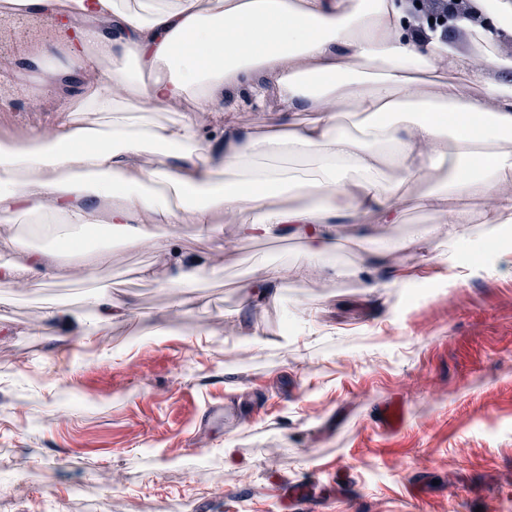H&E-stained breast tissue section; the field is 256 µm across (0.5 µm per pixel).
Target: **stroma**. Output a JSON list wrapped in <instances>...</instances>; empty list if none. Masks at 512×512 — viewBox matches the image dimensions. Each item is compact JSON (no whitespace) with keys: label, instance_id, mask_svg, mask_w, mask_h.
Here are the masks:
<instances>
[{"label":"stroma","instance_id":"1","mask_svg":"<svg viewBox=\"0 0 512 512\" xmlns=\"http://www.w3.org/2000/svg\"><path fill=\"white\" fill-rule=\"evenodd\" d=\"M60 20L0 13V142L56 125L98 78L73 67L77 91H44L30 59ZM402 208L400 224L331 225L334 257L310 264L298 239L242 234L230 214L215 243L176 225L173 253L208 270L181 306L141 275L173 253L117 228L94 281L77 255L67 278L0 287V512H290L283 490L301 484L317 493L307 512H512V263L481 224L461 227L480 252L426 251L433 214ZM387 242L390 269L370 256ZM268 264L306 279L247 302L242 284ZM105 289L133 314L97 323L85 299ZM57 302L81 319L51 336ZM159 319L164 333L144 335ZM390 404L400 426L382 418ZM213 406L232 431L206 422Z\"/></svg>","mask_w":512,"mask_h":512}]
</instances>
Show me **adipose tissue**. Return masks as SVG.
Returning a JSON list of instances; mask_svg holds the SVG:
<instances>
[{
  "mask_svg": "<svg viewBox=\"0 0 512 512\" xmlns=\"http://www.w3.org/2000/svg\"><path fill=\"white\" fill-rule=\"evenodd\" d=\"M72 2L86 30L69 62L101 81L53 132L0 142V224L37 218L47 247L26 272L39 284L68 274L73 226L107 221L166 250L173 225L209 238L230 212L302 235L311 262L336 248L329 225L401 223L398 197L437 211L452 240L489 225L512 260V84L408 38L397 0ZM428 81L439 91L425 97ZM244 101L274 103L276 120L210 138L193 118ZM185 103L179 121L153 116ZM489 197L491 209L466 206Z\"/></svg>",
  "mask_w": 512,
  "mask_h": 512,
  "instance_id": "adipose-tissue-1",
  "label": "adipose tissue"
}]
</instances>
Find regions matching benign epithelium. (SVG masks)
Here are the masks:
<instances>
[{"mask_svg":"<svg viewBox=\"0 0 512 512\" xmlns=\"http://www.w3.org/2000/svg\"><path fill=\"white\" fill-rule=\"evenodd\" d=\"M405 14L406 32L419 25L441 41H451L464 31L463 22L477 23L498 42L512 44V35L497 29L476 0H397Z\"/></svg>","mask_w":512,"mask_h":512,"instance_id":"obj_1","label":"benign epithelium"}]
</instances>
